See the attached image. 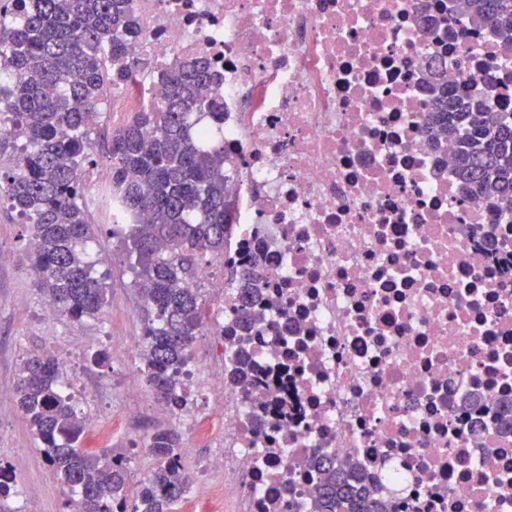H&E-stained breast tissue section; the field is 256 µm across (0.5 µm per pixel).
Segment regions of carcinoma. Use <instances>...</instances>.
I'll return each instance as SVG.
<instances>
[{
	"instance_id": "cac0c4a2",
	"label": "carcinoma",
	"mask_w": 512,
	"mask_h": 512,
	"mask_svg": "<svg viewBox=\"0 0 512 512\" xmlns=\"http://www.w3.org/2000/svg\"><path fill=\"white\" fill-rule=\"evenodd\" d=\"M17 11L0 13V204L23 224L32 267L58 311L76 321L96 319L107 305L111 273L95 270L89 243L104 229L123 239L143 299L147 336L143 373L162 404L184 406L179 375L203 327L206 303L194 288L199 262L224 251L237 200L224 140L198 132L204 121H224L223 103L205 96L213 82L203 60H177L159 70L146 106L112 132L111 182L95 199L92 219L83 180L89 150L88 111L134 76L140 27L131 0H18ZM477 28L495 32L512 47V0H456ZM436 106L434 140L457 144L456 170L469 197L495 195L512 207V112H502L478 92L459 94L431 81ZM123 223L112 222V211ZM146 213L148 224L132 219ZM263 262L239 280L245 305L253 303ZM57 358H27L15 389L16 403L48 466L75 494V512H114L130 478L127 460L83 447L86 430L61 391ZM174 429L154 432L147 444L154 459L149 488L129 512H171L191 481ZM314 512H387L353 469L321 461Z\"/></svg>"
}]
</instances>
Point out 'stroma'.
Returning <instances> with one entry per match:
<instances>
[{
    "instance_id": "obj_1",
    "label": "stroma",
    "mask_w": 512,
    "mask_h": 512,
    "mask_svg": "<svg viewBox=\"0 0 512 512\" xmlns=\"http://www.w3.org/2000/svg\"><path fill=\"white\" fill-rule=\"evenodd\" d=\"M101 107L104 121L91 134V156L96 169L105 171L109 168L110 136L127 121L129 112L113 109L108 97ZM23 232L17 217L0 208V250L7 254L6 260L0 261V390L13 391L27 357L42 351L53 353L59 361L70 364L62 375L81 398V412L114 426L105 437L88 433L87 448L130 458L133 473L149 471L153 458L144 446L150 434L164 428L165 422L140 366L126 361L128 341L143 328V302L132 285L134 276L119 238L106 233L98 237L100 257L112 270L105 311L99 319L78 322L61 313L51 318L44 315L46 295L31 269ZM98 352L107 354L106 364L92 362V355ZM181 453L192 478L193 494L219 488L221 476L203 468L207 448L187 440ZM0 463L10 466L22 487L13 496L0 497V512H72L68 488L48 466L39 442L11 401L0 404ZM27 487L33 488V497L24 496Z\"/></svg>"
}]
</instances>
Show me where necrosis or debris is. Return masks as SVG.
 <instances>
[{"mask_svg":"<svg viewBox=\"0 0 512 512\" xmlns=\"http://www.w3.org/2000/svg\"><path fill=\"white\" fill-rule=\"evenodd\" d=\"M150 66L206 56L238 207L203 264L221 367L165 410L223 483L180 512H312L317 461L391 512H512V207L431 145L434 74L512 110V53L452 0H134ZM263 255L244 323L237 279ZM252 375L240 383V359Z\"/></svg>","mask_w":512,"mask_h":512,"instance_id":"necrosis-or-debris-1","label":"necrosis or debris"}]
</instances>
